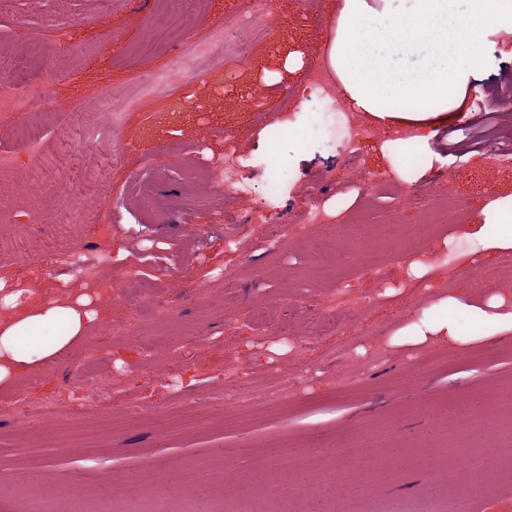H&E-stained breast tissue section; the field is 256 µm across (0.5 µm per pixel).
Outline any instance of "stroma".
Wrapping results in <instances>:
<instances>
[{"label": "stroma", "mask_w": 512, "mask_h": 512, "mask_svg": "<svg viewBox=\"0 0 512 512\" xmlns=\"http://www.w3.org/2000/svg\"><path fill=\"white\" fill-rule=\"evenodd\" d=\"M342 4L268 0L261 32L241 24L252 0H200L190 19L168 16L166 37L145 53L163 0H0V76L25 57L55 114L36 156L15 141V119L0 110V154L15 158L0 169V209L12 213L0 227L9 243L0 249V281L33 289L41 301L86 292L103 311L71 361L0 385V512H24L33 479L60 512H114L145 486L162 512H213L220 503L248 512H462L475 500L488 512H512V475L501 467L512 459V330L464 344L412 337L458 289L480 304L492 298L476 287L472 261L490 267L502 256L486 245L483 209L512 196V161L463 150L470 130L459 116L475 99L496 110L500 87L512 84V34L487 38L461 109L418 128L428 164L380 142L387 128L372 117L377 136L361 141L357 163L337 137L315 129L317 98L284 107L278 97L322 62ZM217 26L243 45L242 61L136 97L147 73L170 68L196 33ZM249 99L268 117L245 111ZM114 111L123 114L116 130ZM233 144L251 153L253 167L243 192L228 199L223 183L195 168ZM45 156L55 167L42 169ZM397 162L416 202L400 206L380 193L362 217L365 237L345 238V259L331 271L311 262L306 237L270 251L259 225L240 221L278 171L290 176L279 188L287 211L311 192L334 204L356 168L377 176ZM444 176L471 218L417 239L428 258L424 288L402 295L358 272L353 257L371 248L388 278H409L410 263L380 221L394 209L417 224L418 199ZM104 224L112 227L107 239ZM451 245L452 273L439 264ZM76 247L88 277L70 262ZM228 272L237 279L231 293ZM339 289L341 301L326 309L334 329L314 350L303 319L285 337L274 321L251 316L256 305L274 314ZM149 296L163 314L143 316ZM90 355L99 365L94 380L83 371ZM93 382L125 391L113 407L123 427L72 401ZM242 383L260 399L273 390L282 398L238 421L224 398ZM50 401L69 408L45 428L35 414ZM474 440L487 453L457 456ZM431 448L447 454L428 456Z\"/></svg>", "instance_id": "stroma-1"}]
</instances>
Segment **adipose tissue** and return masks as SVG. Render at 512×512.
Instances as JSON below:
<instances>
[{
	"label": "adipose tissue",
	"instance_id": "ef3b65f1",
	"mask_svg": "<svg viewBox=\"0 0 512 512\" xmlns=\"http://www.w3.org/2000/svg\"><path fill=\"white\" fill-rule=\"evenodd\" d=\"M369 11L367 0H344L330 60L350 99L381 120L420 124L459 106L487 36L512 33V0H407L379 26L367 23ZM420 45L428 55L413 77H404L391 56ZM502 304L449 297L429 329L453 342L490 337L512 329V313H501ZM461 314L471 325L466 335ZM99 315L86 295L42 302L32 290L0 285V383L60 357Z\"/></svg>",
	"mask_w": 512,
	"mask_h": 512
}]
</instances>
